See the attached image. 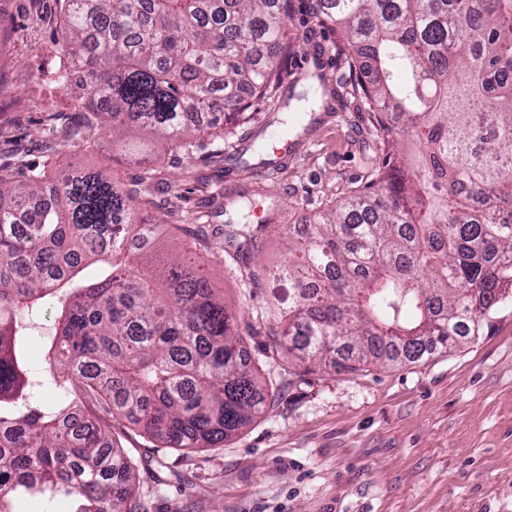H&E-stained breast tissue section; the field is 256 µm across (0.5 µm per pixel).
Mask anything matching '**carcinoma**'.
Masks as SVG:
<instances>
[{
	"label": "carcinoma",
	"instance_id": "cac0c4a2",
	"mask_svg": "<svg viewBox=\"0 0 512 512\" xmlns=\"http://www.w3.org/2000/svg\"><path fill=\"white\" fill-rule=\"evenodd\" d=\"M292 0H64L58 52L81 72L70 109L122 145L135 130L188 158L288 77ZM351 58L385 137L368 191L288 227V307L270 352L337 375L414 362L479 334L512 299V0H316ZM135 190L101 170L0 176V512H131L136 463L105 403L161 448H213L271 402L235 311L193 259L129 246L153 228ZM267 224L220 231L235 262ZM45 363L61 394L41 403L30 336L46 307Z\"/></svg>",
	"mask_w": 512,
	"mask_h": 512
}]
</instances>
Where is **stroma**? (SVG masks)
Instances as JSON below:
<instances>
[{
    "mask_svg": "<svg viewBox=\"0 0 512 512\" xmlns=\"http://www.w3.org/2000/svg\"><path fill=\"white\" fill-rule=\"evenodd\" d=\"M311 0H298L288 35L299 44L288 78L290 110L302 114L276 165L233 166L174 159L149 143L136 159L109 134L78 135L68 104L78 80H56L60 0H0V166L23 163L107 171L124 183L156 170L147 209L174 224L166 251L192 249L218 294L249 327L251 356L274 391L267 412L219 448L183 452L121 418L110 430L136 460L138 512H512V301L500 304L479 336L415 363L370 366L329 376L284 370L264 358V308L287 305L293 289L267 278L252 288L223 250L197 236L201 224H240L250 204L275 224L257 265L288 256V227L367 186L384 156L339 34L320 26ZM318 98H302L309 75Z\"/></svg>",
    "mask_w": 512,
    "mask_h": 512,
    "instance_id": "stroma-1",
    "label": "stroma"
}]
</instances>
